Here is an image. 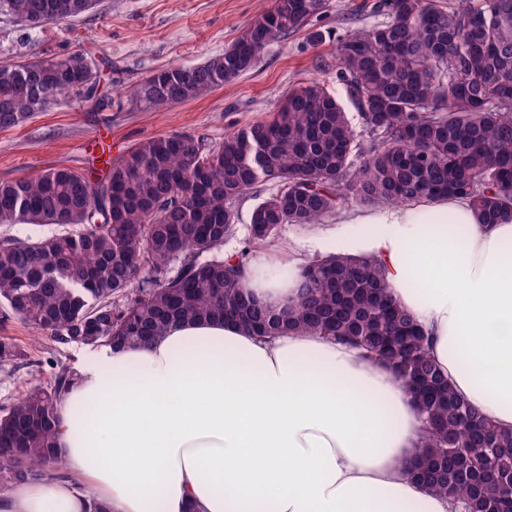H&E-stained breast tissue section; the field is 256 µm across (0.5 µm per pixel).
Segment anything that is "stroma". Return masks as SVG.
<instances>
[{
	"label": "stroma",
	"mask_w": 512,
	"mask_h": 512,
	"mask_svg": "<svg viewBox=\"0 0 512 512\" xmlns=\"http://www.w3.org/2000/svg\"><path fill=\"white\" fill-rule=\"evenodd\" d=\"M274 0H94L79 18L27 27L0 14V65L22 64L75 51L92 60L108 102L55 97L19 126L0 129V182L50 168L104 173L107 160L161 134L222 142L274 112L290 87L316 79L337 95L336 37L382 21L376 0H328L326 11L300 32L271 44L258 64L223 88L190 102L154 108L132 100L130 86L167 66L192 67L223 54ZM0 336L26 352L24 365L0 367V406L33 384H49L58 366L78 367L94 349L62 345L39 330L0 317Z\"/></svg>",
	"instance_id": "1"
}]
</instances>
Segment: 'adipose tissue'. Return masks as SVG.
<instances>
[{
  "instance_id": "ef3b65f1",
  "label": "adipose tissue",
  "mask_w": 512,
  "mask_h": 512,
  "mask_svg": "<svg viewBox=\"0 0 512 512\" xmlns=\"http://www.w3.org/2000/svg\"><path fill=\"white\" fill-rule=\"evenodd\" d=\"M344 221L361 235L316 228L289 267L325 248L373 256L455 393L512 429V217L483 223L451 196ZM278 268L253 263L245 288L287 303ZM57 418L62 475L0 493V512H89L93 495L111 512H453L409 474L422 421L403 383L323 336L179 324L85 361Z\"/></svg>"
}]
</instances>
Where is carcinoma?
Masks as SVG:
<instances>
[{"instance_id": "obj_1", "label": "carcinoma", "mask_w": 512, "mask_h": 512, "mask_svg": "<svg viewBox=\"0 0 512 512\" xmlns=\"http://www.w3.org/2000/svg\"><path fill=\"white\" fill-rule=\"evenodd\" d=\"M92 4L0 0V13L39 27L74 20ZM326 8L327 0H274L224 54L157 69L130 95L155 108L192 101L253 69L267 46ZM379 9L384 20L336 40V75L361 113L362 134L312 79L290 89L269 119L220 143L157 135L102 178L50 168L0 182V224L73 228L0 243V305L57 343L92 348L145 346L174 323L210 318L258 336L295 331L347 343L389 367L413 399L424 423L415 480L462 512H512V431L455 394L377 260L309 261L283 310L242 285L251 249L348 200L413 206L453 195L486 224L512 216V0H380ZM93 73L80 52L0 66V128L58 95L92 98ZM267 183L274 191L253 209L246 245L224 251L237 227L234 203ZM23 359L0 338V365ZM77 379L62 365L50 385L29 386L0 408V492L61 471L57 404Z\"/></svg>"}]
</instances>
